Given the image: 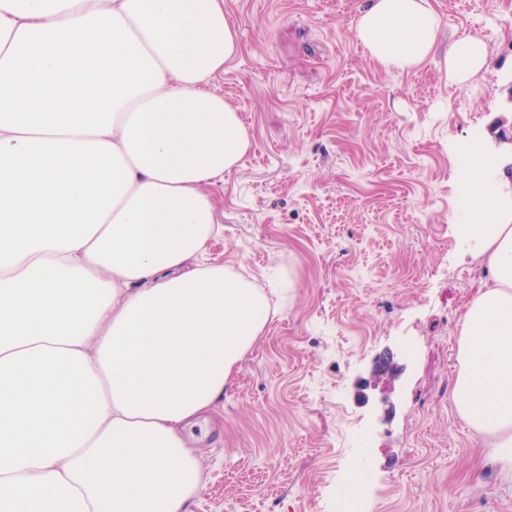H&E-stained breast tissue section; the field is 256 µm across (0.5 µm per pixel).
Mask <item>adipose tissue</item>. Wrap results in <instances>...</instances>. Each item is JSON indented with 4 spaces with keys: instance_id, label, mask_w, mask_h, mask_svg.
I'll list each match as a JSON object with an SVG mask.
<instances>
[{
    "instance_id": "adipose-tissue-1",
    "label": "adipose tissue",
    "mask_w": 512,
    "mask_h": 512,
    "mask_svg": "<svg viewBox=\"0 0 512 512\" xmlns=\"http://www.w3.org/2000/svg\"><path fill=\"white\" fill-rule=\"evenodd\" d=\"M430 0H371L354 36L412 71ZM239 50L224 0H0V512H192L190 425L215 412L277 311L201 258L222 227L205 185L251 138L211 84ZM449 82L488 69L459 37ZM467 150L460 234L489 276L460 322L450 398L512 471V205Z\"/></svg>"
}]
</instances>
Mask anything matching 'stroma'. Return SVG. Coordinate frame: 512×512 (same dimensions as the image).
<instances>
[{"label": "stroma", "mask_w": 512, "mask_h": 512, "mask_svg": "<svg viewBox=\"0 0 512 512\" xmlns=\"http://www.w3.org/2000/svg\"><path fill=\"white\" fill-rule=\"evenodd\" d=\"M370 2L224 0L240 51L213 87L253 148L206 189L224 231L203 261L260 281L279 264L297 282L193 428V512H332L363 455L365 512H512V476L450 399L460 321L486 275L453 221L472 141L512 194V146L492 134L512 110V0H431L440 38L411 72L355 42ZM467 33L489 68L455 85L444 57ZM389 349L401 375H374Z\"/></svg>", "instance_id": "obj_1"}]
</instances>
